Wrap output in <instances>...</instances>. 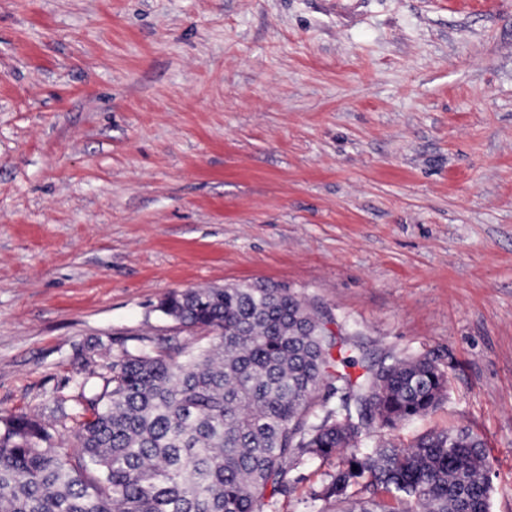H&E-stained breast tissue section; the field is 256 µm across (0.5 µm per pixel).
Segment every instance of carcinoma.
I'll use <instances>...</instances> for the list:
<instances>
[{
  "instance_id": "cac0c4a2",
  "label": "carcinoma",
  "mask_w": 512,
  "mask_h": 512,
  "mask_svg": "<svg viewBox=\"0 0 512 512\" xmlns=\"http://www.w3.org/2000/svg\"><path fill=\"white\" fill-rule=\"evenodd\" d=\"M158 311L208 342L186 352L136 339L86 399L70 443L64 411L50 424L0 417V512H277L294 467L336 454L314 501L490 512L484 445L465 428L358 448L362 432L437 407L448 379L432 361L335 357L314 308L275 286L188 289Z\"/></svg>"
}]
</instances>
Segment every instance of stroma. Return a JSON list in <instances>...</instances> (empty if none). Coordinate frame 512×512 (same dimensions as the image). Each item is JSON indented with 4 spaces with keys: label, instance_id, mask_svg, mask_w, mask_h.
Returning <instances> with one entry per match:
<instances>
[{
    "label": "stroma",
    "instance_id": "1",
    "mask_svg": "<svg viewBox=\"0 0 512 512\" xmlns=\"http://www.w3.org/2000/svg\"><path fill=\"white\" fill-rule=\"evenodd\" d=\"M267 283L448 376L512 512V0H0V417L47 422L157 309ZM335 458L291 471L279 512Z\"/></svg>",
    "mask_w": 512,
    "mask_h": 512
}]
</instances>
